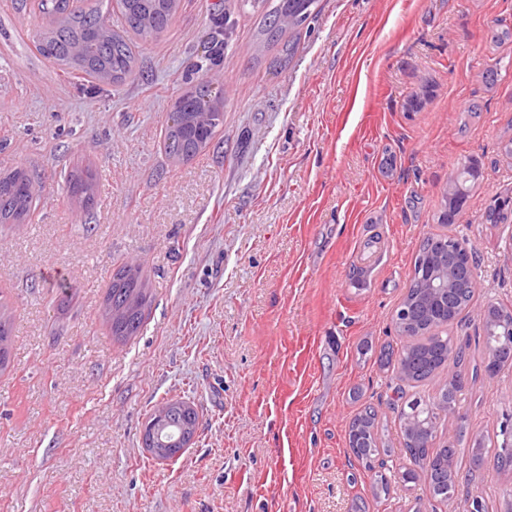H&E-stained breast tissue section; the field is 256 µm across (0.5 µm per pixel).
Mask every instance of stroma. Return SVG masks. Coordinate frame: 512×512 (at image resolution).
<instances>
[{
	"instance_id": "35a3bbf8",
	"label": "stroma",
	"mask_w": 512,
	"mask_h": 512,
	"mask_svg": "<svg viewBox=\"0 0 512 512\" xmlns=\"http://www.w3.org/2000/svg\"><path fill=\"white\" fill-rule=\"evenodd\" d=\"M290 64L256 52L252 12L224 29V0H180L136 50L123 84L72 83L32 50V17L0 0V172L37 171L26 224H0V314L14 323L0 371V512H460L478 491L512 512V475L460 457L454 503L406 462L392 317L423 237L453 231L477 290L454 337L482 332L487 303L512 305V224H485L512 193V0H319ZM500 69L495 85L481 74ZM224 98V131L193 160L162 147L185 90ZM482 175L453 228L448 180ZM96 172L92 202L66 175ZM136 262L151 293L139 333L113 340L103 303ZM199 412L195 442L160 462L142 444L156 406ZM374 407L390 493L350 453ZM512 428V368L467 375L438 442Z\"/></svg>"
}]
</instances>
